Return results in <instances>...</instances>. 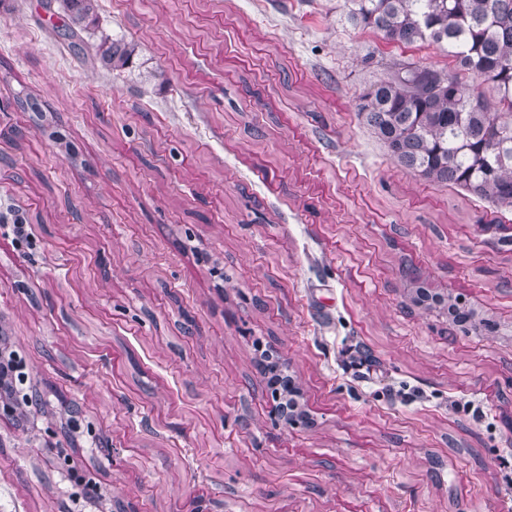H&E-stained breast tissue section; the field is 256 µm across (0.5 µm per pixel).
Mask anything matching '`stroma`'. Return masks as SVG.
I'll use <instances>...</instances> for the list:
<instances>
[{
  "label": "stroma",
  "instance_id": "1",
  "mask_svg": "<svg viewBox=\"0 0 512 512\" xmlns=\"http://www.w3.org/2000/svg\"><path fill=\"white\" fill-rule=\"evenodd\" d=\"M66 20L0 0V336L34 398L0 409V512H512V211L356 112L367 53L447 57L344 0H97L80 57ZM133 50L124 40L112 39L97 46L94 56L103 67L117 71L129 64ZM260 365L267 379L271 396L283 411L285 421L295 414H300L299 392L292 386V378L288 375V369L284 368L278 357L266 350L260 356Z\"/></svg>",
  "mask_w": 512,
  "mask_h": 512
}]
</instances>
